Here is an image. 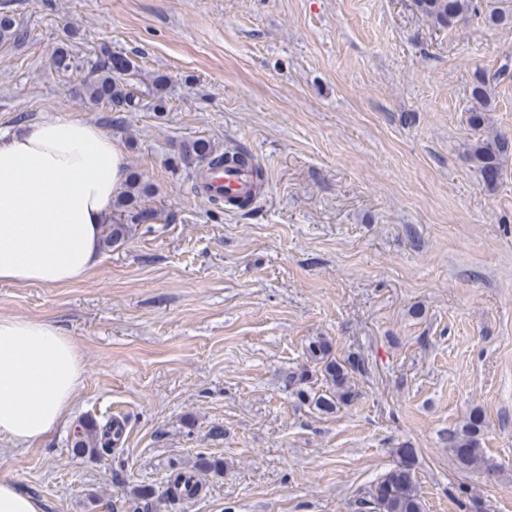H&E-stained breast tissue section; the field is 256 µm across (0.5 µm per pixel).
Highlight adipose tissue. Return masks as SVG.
<instances>
[{
	"instance_id": "obj_1",
	"label": "adipose tissue",
	"mask_w": 512,
	"mask_h": 512,
	"mask_svg": "<svg viewBox=\"0 0 512 512\" xmlns=\"http://www.w3.org/2000/svg\"><path fill=\"white\" fill-rule=\"evenodd\" d=\"M125 178L124 150L99 126L56 117L0 132V282L57 286L92 271ZM82 367L54 323L0 317V437L43 440Z\"/></svg>"
}]
</instances>
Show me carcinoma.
Instances as JSON below:
<instances>
[{"mask_svg": "<svg viewBox=\"0 0 512 512\" xmlns=\"http://www.w3.org/2000/svg\"><path fill=\"white\" fill-rule=\"evenodd\" d=\"M415 9L428 17L439 27H455L481 14L492 26L512 25V0H413ZM28 33L15 25L8 13H0V41L22 43ZM55 71L64 74L74 69H84L86 73L78 89L77 96L90 106H106L114 112H130L142 102L143 92L133 83L136 68L121 52L105 50L101 56L85 63L65 46L56 47L50 57ZM473 106L468 115V124L474 131L486 127L487 112L492 94L487 83L478 82L472 89ZM512 156V139L504 134L487 135L470 142L465 150L466 160L480 175L482 182L493 186L502 176L503 167ZM182 159H197L213 166H221L230 161L242 160V150L229 148L220 154H213L209 143L196 141L183 150ZM143 187L136 180L127 182L112 202L110 223L103 226L102 243L105 248H119L132 237L134 226L150 219L147 210L139 205L138 199ZM308 361L320 367L328 390L319 393L315 390L298 389L302 400L325 413H333L343 406H349L359 397L353 382L354 375L367 374L368 365L358 355L336 357L332 343L318 337L306 346ZM484 426L482 412L474 408L462 425L448 432L446 443L448 453L457 469L475 473L491 480L500 472V465L487 457L480 446V434ZM126 424L111 419L103 426L94 422H81L77 425L71 442L76 455L86 453L97 455L102 450L116 447L121 443ZM394 466L379 477L359 498L361 512H424V503L416 481V450L401 446L393 450ZM224 471V461L219 458L201 457L190 469H176L167 476L168 489L183 498H194L203 489L201 475L208 472L220 474ZM464 512H487L483 498L469 486L460 483L453 487ZM137 509L152 508L154 490L141 486L134 491Z\"/></svg>", "mask_w": 512, "mask_h": 512, "instance_id": "cac0c4a2", "label": "carcinoma"}]
</instances>
